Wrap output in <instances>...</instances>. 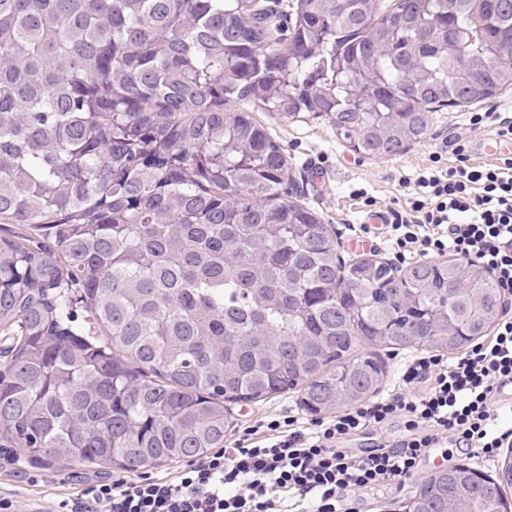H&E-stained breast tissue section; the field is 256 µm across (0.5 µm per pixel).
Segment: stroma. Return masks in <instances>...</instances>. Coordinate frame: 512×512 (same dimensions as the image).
Segmentation results:
<instances>
[{
	"instance_id": "obj_1",
	"label": "stroma",
	"mask_w": 512,
	"mask_h": 512,
	"mask_svg": "<svg viewBox=\"0 0 512 512\" xmlns=\"http://www.w3.org/2000/svg\"><path fill=\"white\" fill-rule=\"evenodd\" d=\"M494 108L512 116V89L471 107L446 108L436 112L428 138L403 153L380 160L361 158L337 138L335 130L321 117L305 115L288 121L257 113L274 139L288 154V196L313 208L329 224L336 250L343 261L357 256H375L391 262L395 254L388 234L364 233L362 224L371 212H388L404 203L415 189L420 169L430 166L436 144L454 138L476 146L490 137L487 128L469 124L471 112ZM225 442H232L256 420L294 413L305 416L298 393L288 390L261 401L232 403ZM465 464L488 476H496L497 462H487L464 448H446L444 456L422 461L404 484L380 486L351 495L353 512H404L410 498L435 471ZM116 465L57 464L34 460L16 448H0V496L17 501L20 512H52L55 502L86 484L125 476Z\"/></svg>"
}]
</instances>
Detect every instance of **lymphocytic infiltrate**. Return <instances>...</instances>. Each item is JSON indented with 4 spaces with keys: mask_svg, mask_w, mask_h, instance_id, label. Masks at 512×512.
Listing matches in <instances>:
<instances>
[{
    "mask_svg": "<svg viewBox=\"0 0 512 512\" xmlns=\"http://www.w3.org/2000/svg\"><path fill=\"white\" fill-rule=\"evenodd\" d=\"M456 164L415 179L404 207L391 210L399 260L451 253L475 260L512 289V154L476 164L466 145ZM400 392L328 418L258 420L230 447L189 461L174 474L99 481L58 501L54 512H346L349 496L403 482L432 451L452 442L491 460L512 447V316L463 353L416 356L399 374ZM399 417L407 435L349 455L340 440Z\"/></svg>",
    "mask_w": 512,
    "mask_h": 512,
    "instance_id": "obj_1",
    "label": "lymphocytic infiltrate"
}]
</instances>
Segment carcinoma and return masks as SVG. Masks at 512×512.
<instances>
[{
  "label": "carcinoma",
  "mask_w": 512,
  "mask_h": 512,
  "mask_svg": "<svg viewBox=\"0 0 512 512\" xmlns=\"http://www.w3.org/2000/svg\"><path fill=\"white\" fill-rule=\"evenodd\" d=\"M0 0V441L54 463L163 465L224 447V403L300 388L315 414L381 390L359 340L453 353L487 335L482 266L345 265L285 198L253 113L325 116L362 158L436 108L512 88L506 0ZM470 467L411 512H512Z\"/></svg>",
  "instance_id": "1"
}]
</instances>
